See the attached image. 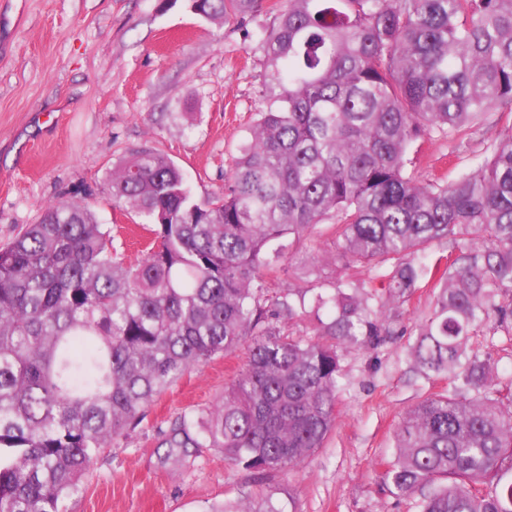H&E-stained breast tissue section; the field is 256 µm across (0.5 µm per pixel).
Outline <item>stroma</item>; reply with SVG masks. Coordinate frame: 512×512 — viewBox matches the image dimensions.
<instances>
[{"instance_id": "1", "label": "stroma", "mask_w": 512, "mask_h": 512, "mask_svg": "<svg viewBox=\"0 0 512 512\" xmlns=\"http://www.w3.org/2000/svg\"><path fill=\"white\" fill-rule=\"evenodd\" d=\"M273 23L205 19L189 0H0V247L57 201L86 203L128 261L140 260L141 219L115 202V165L150 149L183 171L194 200L222 191L247 127L262 107L263 39ZM512 132L503 120L474 127L458 151L432 136L411 150L426 179L476 169ZM433 306L423 288L399 307L375 349L343 343L336 424L305 463L258 483L213 448L185 466L167 461L172 423L215 402L244 358L220 354L155 400L127 438L94 459L69 512H203L269 491L290 512H413L382 479L403 414L441 380L417 378L410 347Z\"/></svg>"}]
</instances>
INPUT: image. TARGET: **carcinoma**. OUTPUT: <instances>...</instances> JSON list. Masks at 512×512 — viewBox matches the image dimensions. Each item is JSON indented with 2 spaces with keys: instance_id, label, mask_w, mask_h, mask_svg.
Here are the masks:
<instances>
[{
  "instance_id": "obj_1",
  "label": "carcinoma",
  "mask_w": 512,
  "mask_h": 512,
  "mask_svg": "<svg viewBox=\"0 0 512 512\" xmlns=\"http://www.w3.org/2000/svg\"><path fill=\"white\" fill-rule=\"evenodd\" d=\"M241 23L264 0H191ZM260 94L224 192L198 203L168 157L112 168L113 200L152 225L128 264L85 205H49L0 248V512H65L100 451L185 373L247 346L217 403L172 429L167 459L216 448L263 481L323 447L336 420L338 344L377 346L390 306L431 281L410 347L448 388L409 408L384 473L418 512H512V386L479 336L512 334V137L470 173L418 180L408 153L512 113V0H285L266 32ZM333 221L323 262L267 278ZM445 241L448 253L433 246ZM312 305L314 332L292 331ZM203 512H285L273 495ZM321 274L323 277L329 280H333L338 277H346L348 274H353L355 278L367 286L370 285L371 279L374 275L373 272L366 268L345 269V267L340 262H337L336 264L324 263L321 267Z\"/></svg>"
}]
</instances>
